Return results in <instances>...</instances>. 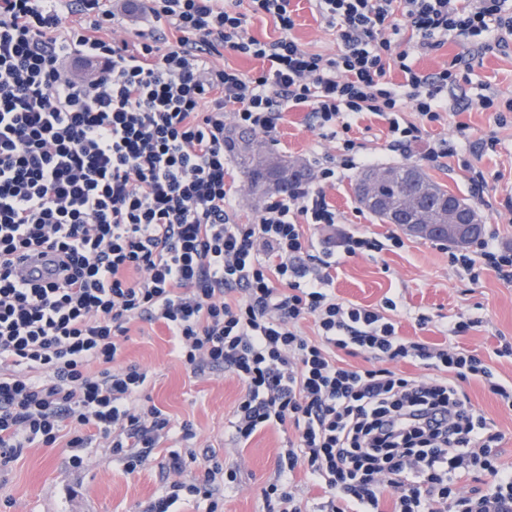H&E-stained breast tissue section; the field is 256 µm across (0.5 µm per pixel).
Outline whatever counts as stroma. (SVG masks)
Segmentation results:
<instances>
[{"label":"stroma","instance_id":"1","mask_svg":"<svg viewBox=\"0 0 512 512\" xmlns=\"http://www.w3.org/2000/svg\"><path fill=\"white\" fill-rule=\"evenodd\" d=\"M291 7L298 42L314 52L336 54V31L313 0H291ZM458 56L472 66L468 84L454 91L463 97L464 108L443 113L440 121L426 125L410 155L392 146L387 121L373 114L357 117L350 136L358 145V156L371 159L374 168L418 166L448 192L466 199L479 213L483 239L512 251V112L502 125L494 112L481 106L485 95L502 102L512 98V37L492 48L485 47L480 37L451 39L436 51L413 55L410 63L417 70L435 72L451 67ZM262 142L288 162L313 171L324 154L335 151L333 142L314 128L305 107L284 112L273 136L263 137ZM431 147L442 150V157L426 160L424 154ZM477 171L485 177L479 192L471 184ZM359 175L356 168L340 169L335 182L325 184L326 199L336 209L339 222L308 229L315 248L350 234L381 241L398 235L403 245L342 256L333 283L337 298L369 309L382 308L385 299H393L397 309L391 317L399 336L436 347L466 349L512 382V282L478 263L479 245L468 248L476 261L468 268L453 261L451 245L405 235L397 225L382 222L355 199ZM458 321L471 322V329L451 333ZM123 362L147 370L144 402L162 408L174 423L192 421L198 448L216 449L224 457L225 468L237 470V482L224 488L222 512H266L263 491L279 477V452L291 438V430L268 426L246 444H238L230 421L244 393L242 382L230 373L193 376L172 353L161 324L132 325ZM467 390L474 408L503 435L499 462L512 466V409L499 404L479 384L468 385ZM183 449L178 436H170L156 448L151 462L132 472L101 440L85 450L81 469L69 465L68 449H24L18 460L0 470V512H140L162 491V465L169 452Z\"/></svg>","mask_w":512,"mask_h":512}]
</instances>
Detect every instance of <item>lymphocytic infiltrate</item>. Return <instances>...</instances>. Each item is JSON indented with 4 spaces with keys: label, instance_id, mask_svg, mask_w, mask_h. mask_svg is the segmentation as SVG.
Returning <instances> with one entry per match:
<instances>
[{
    "label": "lymphocytic infiltrate",
    "instance_id": "f902f5d3",
    "mask_svg": "<svg viewBox=\"0 0 512 512\" xmlns=\"http://www.w3.org/2000/svg\"><path fill=\"white\" fill-rule=\"evenodd\" d=\"M290 2L249 0L245 14L225 0H149L152 25L132 46L111 36L102 0H0V466L55 447L66 427L75 468L96 437L130 471L172 431L194 440L192 422L138 405L147 374L117 363L130 324L158 322L191 374L242 381L238 442L267 425L294 428L264 493L268 512H301L291 489L299 466L328 493L330 512H512V469L494 454L502 435L463 384L481 382L510 408L512 385L467 350L399 336L393 300L380 311L337 300V249L312 254L302 230L338 222L322 185L355 165V115L388 121L405 151L447 111L456 72L421 73L411 51L452 35L512 36V0H315L341 43L333 57L296 40ZM67 10L86 27L62 30ZM251 13L272 17L278 37L249 35ZM399 15L412 49L386 35ZM222 49L261 70L215 64ZM393 68L401 84L388 80ZM407 104L419 123L400 124ZM296 107L339 141L338 157L320 167V187L271 195L254 222L233 223L225 125L269 135ZM38 248L60 257V280L18 278L16 261ZM309 317L313 341L297 329ZM341 351L373 364L339 363ZM406 360L434 377L393 370ZM197 459L202 478L183 481ZM476 464L491 481L463 490ZM163 468L168 481L145 512L197 499L217 512L221 483L237 477L193 450L170 452Z\"/></svg>",
    "mask_w": 512,
    "mask_h": 512
}]
</instances>
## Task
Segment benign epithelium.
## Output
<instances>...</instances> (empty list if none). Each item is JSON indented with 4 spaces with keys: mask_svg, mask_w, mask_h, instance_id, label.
Masks as SVG:
<instances>
[{
    "mask_svg": "<svg viewBox=\"0 0 512 512\" xmlns=\"http://www.w3.org/2000/svg\"><path fill=\"white\" fill-rule=\"evenodd\" d=\"M399 176L408 186L404 198L391 203L377 195L374 183L381 177H387V174H372L358 187L362 206L389 213L393 223L413 236L447 241L459 247H466L478 239L481 224L473 209L462 206L452 197L435 206L429 193L419 185L415 172L402 169Z\"/></svg>",
    "mask_w": 512,
    "mask_h": 512,
    "instance_id": "obj_1",
    "label": "benign epithelium"
}]
</instances>
